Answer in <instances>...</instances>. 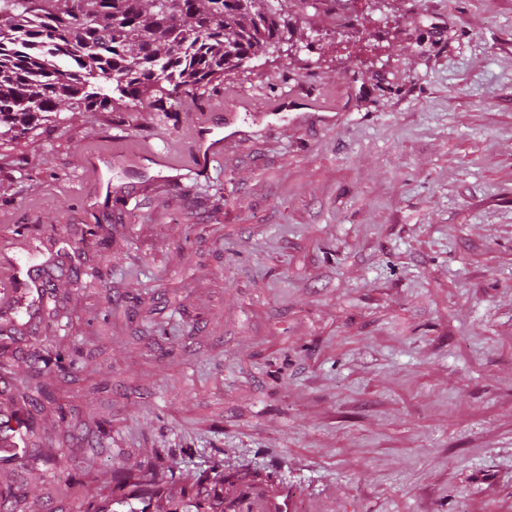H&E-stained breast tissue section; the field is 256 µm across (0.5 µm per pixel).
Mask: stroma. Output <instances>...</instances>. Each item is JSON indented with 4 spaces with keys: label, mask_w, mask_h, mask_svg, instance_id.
Instances as JSON below:
<instances>
[{
    "label": "stroma",
    "mask_w": 512,
    "mask_h": 512,
    "mask_svg": "<svg viewBox=\"0 0 512 512\" xmlns=\"http://www.w3.org/2000/svg\"><path fill=\"white\" fill-rule=\"evenodd\" d=\"M284 11L282 51L178 111L0 135V280L50 262L61 307L9 374L57 356L35 442L83 484L0 470L33 512L159 457L271 477L288 512H512V0ZM191 112L236 116L207 178L181 167ZM151 143L173 168L124 166Z\"/></svg>",
    "instance_id": "obj_1"
}]
</instances>
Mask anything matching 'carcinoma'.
I'll return each instance as SVG.
<instances>
[{
  "label": "carcinoma",
  "instance_id": "1",
  "mask_svg": "<svg viewBox=\"0 0 512 512\" xmlns=\"http://www.w3.org/2000/svg\"><path fill=\"white\" fill-rule=\"evenodd\" d=\"M282 0H0V127L20 132L37 119L64 109L138 111L147 103L167 112L224 70L263 54L286 40ZM49 349L34 359L18 421L31 437L43 403L54 402L43 369ZM62 448H20L0 468L55 472ZM113 487L88 503L87 512H258L257 493L224 477L214 466L186 483L173 470L153 468L134 477L116 470ZM26 496L0 489V512H24Z\"/></svg>",
  "mask_w": 512,
  "mask_h": 512
}]
</instances>
